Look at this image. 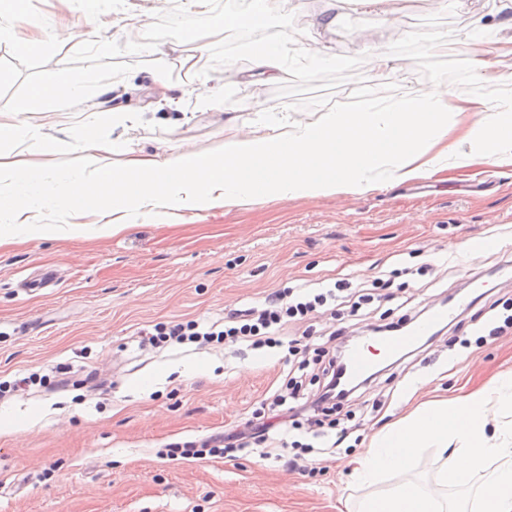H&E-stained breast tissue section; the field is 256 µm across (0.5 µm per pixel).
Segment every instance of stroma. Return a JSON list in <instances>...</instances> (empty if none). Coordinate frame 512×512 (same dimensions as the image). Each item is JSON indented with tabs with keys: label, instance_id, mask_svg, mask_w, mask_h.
<instances>
[{
	"label": "stroma",
	"instance_id": "35a3bbf8",
	"mask_svg": "<svg viewBox=\"0 0 512 512\" xmlns=\"http://www.w3.org/2000/svg\"><path fill=\"white\" fill-rule=\"evenodd\" d=\"M61 44L48 63L63 67L77 48L67 28L87 39L126 42L145 31L176 0H101L116 26L99 32L79 0H32ZM295 16L300 47L333 46L356 56L383 46L400 61L394 72L362 65L357 78L331 90L348 101L358 81L398 88L447 85L454 94L486 103L502 97L487 78L468 74L470 48L457 35L473 22L488 25L494 40L512 36V10L501 0H383L386 21L348 12L332 30L316 18L328 0H278ZM448 36L447 54L427 50L429 38ZM166 39L150 52L129 56L133 69L117 80L111 108L128 116L125 131L99 115L97 98L72 111L45 109L30 119L65 145L39 192L55 206L41 209L44 224L56 205L78 199L89 170L86 142L103 144L104 180L123 173V155L110 151L118 134L144 154L219 155L226 142L250 129L260 110H282L272 82H225L223 68L210 82L223 85L217 107L183 96L186 81ZM179 97V111L155 110L159 82ZM485 243L469 258L465 241ZM57 283L43 286L42 268ZM344 279L355 288L378 284L384 298L364 315L344 310L314 319L303 343L309 356L325 348L333 327L360 331L403 315L414 316L458 288L484 283L477 305L466 308L442 335L383 364L353 396L334 425L302 426L308 449L288 447L284 428L266 443L231 457L171 458L169 449L230 431L246 430L255 410L288 371L283 348L158 349L142 341L141 327L188 319L217 320L257 306L277 289L326 285ZM512 298V163L476 164L371 193L336 192L313 198L179 212L163 224L137 217L129 231L92 238L59 236L0 248V380L29 373L69 374L73 383L35 387L0 399V512H343L348 463L370 439L422 404L449 399L512 373V329L480 342L492 324L494 301ZM347 427L346 446L334 447ZM439 451L423 448L403 475L372 486L385 494L401 482L422 486L468 512L473 493L437 481Z\"/></svg>",
	"mask_w": 512,
	"mask_h": 512
}]
</instances>
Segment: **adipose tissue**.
<instances>
[{"instance_id":"adipose-tissue-1","label":"adipose tissue","mask_w":512,"mask_h":512,"mask_svg":"<svg viewBox=\"0 0 512 512\" xmlns=\"http://www.w3.org/2000/svg\"><path fill=\"white\" fill-rule=\"evenodd\" d=\"M512 55V39L496 44L492 54L470 58V74L492 77L504 91L488 105L453 94L434 84L411 89L385 104L362 110H329L317 119L299 121L290 114L254 123L250 133L224 145L218 156L135 154L126 138L113 149L126 152L125 172L142 187L134 198L105 193L92 208L61 207L60 222L71 234L118 233L132 215L163 220L169 211H210L253 199L243 171L259 160L274 163L275 175L262 186V198L288 201L344 190L363 193L418 178L464 169L474 163L495 164L512 152V66L496 67ZM0 130L19 135L26 149L19 160L0 164V180L30 182L53 167L55 146L22 113L0 112ZM512 408V377L495 379L490 389H475L450 401L423 407L380 432L352 463L350 476L373 485L409 466L411 450L442 448L449 456L439 474L441 484L474 490L475 512H512V431L493 423L490 398ZM448 504L430 493L401 486L390 494L365 497L354 512H447Z\"/></svg>"}]
</instances>
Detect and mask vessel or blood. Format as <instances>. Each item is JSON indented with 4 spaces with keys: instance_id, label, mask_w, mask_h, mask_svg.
Masks as SVG:
<instances>
[{
    "instance_id": "vessel-or-blood-1",
    "label": "vessel or blood",
    "mask_w": 512,
    "mask_h": 512,
    "mask_svg": "<svg viewBox=\"0 0 512 512\" xmlns=\"http://www.w3.org/2000/svg\"><path fill=\"white\" fill-rule=\"evenodd\" d=\"M454 308L431 307L424 320L399 336L369 335L348 347L345 355V381L352 382L370 375L378 359H392L410 351L438 326L444 325L454 315Z\"/></svg>"
}]
</instances>
